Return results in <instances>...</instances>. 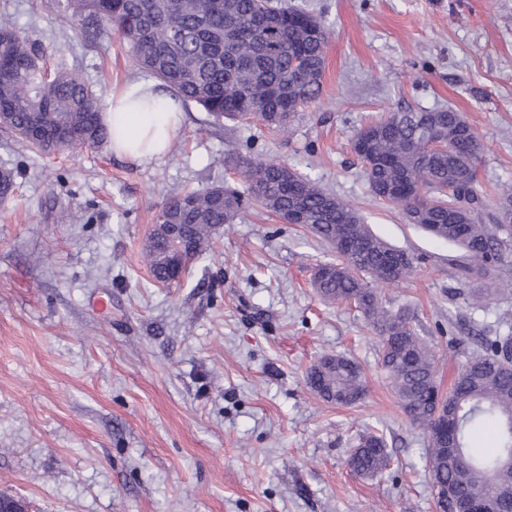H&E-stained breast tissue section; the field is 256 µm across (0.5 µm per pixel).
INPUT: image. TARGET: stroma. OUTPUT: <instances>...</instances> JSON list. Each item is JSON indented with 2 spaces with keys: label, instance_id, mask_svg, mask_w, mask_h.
<instances>
[{
  "label": "stroma",
  "instance_id": "stroma-1",
  "mask_svg": "<svg viewBox=\"0 0 512 512\" xmlns=\"http://www.w3.org/2000/svg\"><path fill=\"white\" fill-rule=\"evenodd\" d=\"M274 3L305 4L330 33L322 94L288 134L219 126L189 104L167 156L136 165L106 145L41 155L0 131L16 175L0 202V495L26 512H437L427 438L380 375L374 332L311 287L333 257L323 242L251 202L171 286L144 246L171 195L219 179L239 190L242 163L284 161L421 255L409 281L378 290L415 313L450 387L474 347L449 344V325L491 334L512 319L511 293L477 312L463 293L512 279V265L453 280L462 252L371 195L351 138L388 112L456 109L482 141L494 217L512 186V0ZM0 14L101 104L143 76L126 42L63 23L56 0H0ZM325 353L364 367V401L337 407L310 388ZM371 429L390 459L362 477L347 459Z\"/></svg>",
  "mask_w": 512,
  "mask_h": 512
}]
</instances>
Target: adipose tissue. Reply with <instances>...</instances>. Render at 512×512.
Masks as SVG:
<instances>
[{
  "label": "adipose tissue",
  "mask_w": 512,
  "mask_h": 512,
  "mask_svg": "<svg viewBox=\"0 0 512 512\" xmlns=\"http://www.w3.org/2000/svg\"><path fill=\"white\" fill-rule=\"evenodd\" d=\"M182 118L180 102L149 78L113 93L103 115L113 154L138 165L161 160L168 153Z\"/></svg>",
  "instance_id": "obj_1"
}]
</instances>
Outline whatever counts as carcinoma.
I'll return each mask as SVG.
<instances>
[{
  "label": "carcinoma",
  "mask_w": 512,
  "mask_h": 512,
  "mask_svg": "<svg viewBox=\"0 0 512 512\" xmlns=\"http://www.w3.org/2000/svg\"><path fill=\"white\" fill-rule=\"evenodd\" d=\"M62 18H91L117 33L138 68L216 124L252 122L285 134L295 109L322 90L328 33L299 6L288 9L272 0H65ZM296 56L305 67L294 65ZM0 130L46 155L110 139L89 86L62 66L48 68L40 46L9 18H0ZM430 130L448 141V149H426ZM358 139L363 148L353 152L376 198L400 208L408 223L459 246L482 270L512 263V192H503L494 223H482L486 200L476 178L482 144L459 112H389L361 126L353 137ZM241 176L246 197L278 218L295 209L305 228L331 248L349 241L348 257L338 252L336 260L314 267L312 288L327 304L354 306L379 338L381 371L411 423L427 434L432 482L451 491L444 512H454L476 490L497 499L500 512H512V320H500L492 336L480 330L470 337L475 352L448 393H441L437 353L409 312L385 307L374 288L409 276L419 257L376 236L358 211L285 162H248ZM13 187V170L1 165V202ZM246 197L222 183L170 197L146 247L154 279L166 285L178 279L168 225H185L191 257H198L221 227L234 222ZM466 303L482 311L490 292L478 289ZM308 381L320 398L338 406L356 405L368 393L364 368L339 354L321 355ZM441 400L448 405L446 428L437 417ZM487 423L500 431L492 456L468 446L471 434ZM349 459L362 476L380 472L389 461L384 435H361Z\"/></svg>",
  "instance_id": "obj_1"
}]
</instances>
